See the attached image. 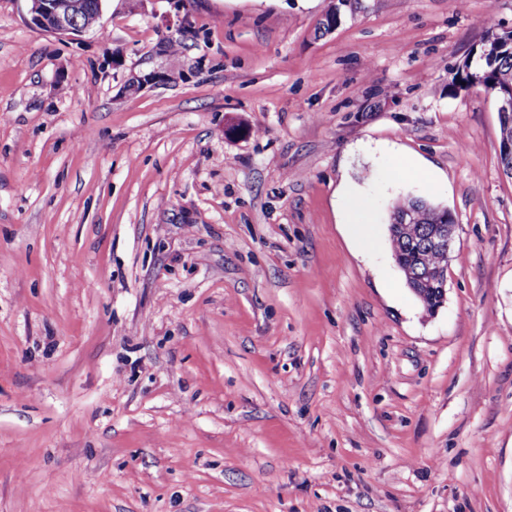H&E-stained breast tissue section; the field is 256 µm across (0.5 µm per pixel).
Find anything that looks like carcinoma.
<instances>
[{
	"label": "carcinoma",
	"instance_id": "obj_1",
	"mask_svg": "<svg viewBox=\"0 0 512 512\" xmlns=\"http://www.w3.org/2000/svg\"><path fill=\"white\" fill-rule=\"evenodd\" d=\"M462 81L478 84L501 99L512 95V31L496 37L474 62H467ZM406 223L399 233L394 225ZM454 222L448 209L422 198L410 197L396 203L388 227L395 263L406 285L423 304L432 309L443 304L442 285L426 277L432 263V235L439 224Z\"/></svg>",
	"mask_w": 512,
	"mask_h": 512
}]
</instances>
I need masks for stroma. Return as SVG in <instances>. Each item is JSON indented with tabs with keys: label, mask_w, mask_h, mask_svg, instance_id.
<instances>
[{
	"label": "stroma",
	"mask_w": 512,
	"mask_h": 512,
	"mask_svg": "<svg viewBox=\"0 0 512 512\" xmlns=\"http://www.w3.org/2000/svg\"><path fill=\"white\" fill-rule=\"evenodd\" d=\"M335 2L103 0L65 37L0 0V512H512V178L461 81L512 0L318 33ZM406 195L456 223L432 315Z\"/></svg>",
	"instance_id": "stroma-1"
}]
</instances>
